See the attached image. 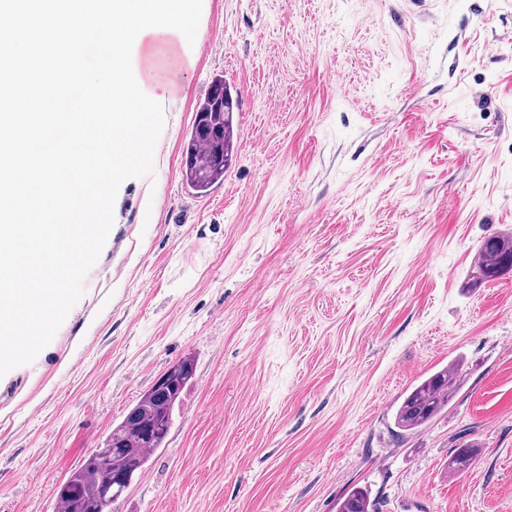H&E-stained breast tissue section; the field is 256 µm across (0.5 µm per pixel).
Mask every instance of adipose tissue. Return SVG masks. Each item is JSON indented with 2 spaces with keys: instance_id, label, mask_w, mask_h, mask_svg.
I'll return each instance as SVG.
<instances>
[{
  "instance_id": "adipose-tissue-1",
  "label": "adipose tissue",
  "mask_w": 512,
  "mask_h": 512,
  "mask_svg": "<svg viewBox=\"0 0 512 512\" xmlns=\"http://www.w3.org/2000/svg\"><path fill=\"white\" fill-rule=\"evenodd\" d=\"M180 46L178 35L173 33H150L143 36L137 47L136 64L148 93L157 96L170 94L171 86L161 77L160 72L182 63Z\"/></svg>"
}]
</instances>
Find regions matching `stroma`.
Segmentation results:
<instances>
[{
	"instance_id": "1",
	"label": "stroma",
	"mask_w": 512,
	"mask_h": 512,
	"mask_svg": "<svg viewBox=\"0 0 512 512\" xmlns=\"http://www.w3.org/2000/svg\"><path fill=\"white\" fill-rule=\"evenodd\" d=\"M163 99L154 174L120 187L84 293L0 377V512L58 487L168 368L195 379L117 512H512V0H203ZM237 96L224 179L185 136L215 77ZM447 410L400 435L451 360ZM473 463L448 471L454 449ZM476 278L492 281L512 271V236L485 238L479 245L474 263ZM464 379L461 365L451 361L419 383L410 387L396 409V427L413 433L448 408L452 396ZM337 512H379L366 487L351 488L340 500Z\"/></svg>"
}]
</instances>
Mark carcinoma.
Instances as JSON below:
<instances>
[{
    "label": "carcinoma",
    "mask_w": 512,
    "mask_h": 512,
    "mask_svg": "<svg viewBox=\"0 0 512 512\" xmlns=\"http://www.w3.org/2000/svg\"><path fill=\"white\" fill-rule=\"evenodd\" d=\"M237 102L224 78L212 81L208 95L196 110L185 144L186 184L204 194L224 179L234 152L233 112ZM476 278L492 281L512 272V236L485 238L479 245L474 263ZM192 361L177 363L176 382L161 395L151 387L112 429L102 446L69 476L57 493L61 512H112L106 498L117 501L112 490H126L147 472L153 452L160 448L171 429L173 410L181 394L194 378ZM464 379L461 365L451 361L410 387L396 409V427L412 433L448 408L452 396ZM474 460L470 447L455 451L450 469L459 472ZM337 512H378L366 487L351 488L340 500Z\"/></svg>",
    "instance_id": "1"
}]
</instances>
